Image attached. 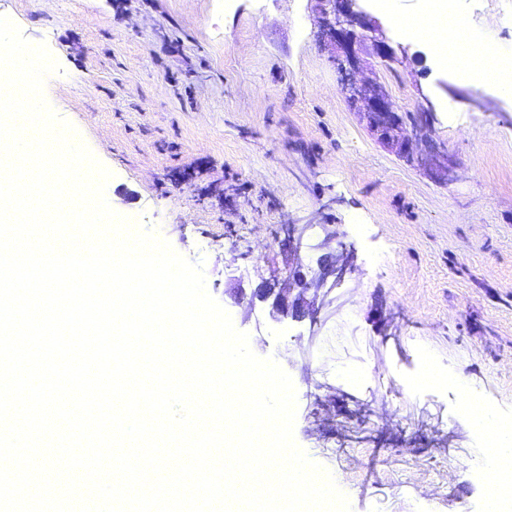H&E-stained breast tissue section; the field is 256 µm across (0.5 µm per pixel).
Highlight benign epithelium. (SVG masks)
I'll use <instances>...</instances> for the list:
<instances>
[{
    "label": "benign epithelium",
    "mask_w": 512,
    "mask_h": 512,
    "mask_svg": "<svg viewBox=\"0 0 512 512\" xmlns=\"http://www.w3.org/2000/svg\"><path fill=\"white\" fill-rule=\"evenodd\" d=\"M314 2L320 13L317 38L331 50V60L348 107L399 157L435 182L448 183L453 162L435 138L432 113L418 112L410 123L404 118V112L394 105L383 83L359 77L362 55L369 45L377 56L392 63L398 61L394 49L372 38V33L378 30L376 21L359 8V0ZM309 228L308 224L286 225L288 269L282 277L262 280L250 301L267 304L275 319L307 318L313 327L329 294L353 270V256L344 251L326 253L318 259L316 269L305 270L302 250Z\"/></svg>",
    "instance_id": "1"
}]
</instances>
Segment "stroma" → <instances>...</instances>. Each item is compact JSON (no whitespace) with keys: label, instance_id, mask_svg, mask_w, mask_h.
<instances>
[{"label":"stroma","instance_id":"35a3bbf8","mask_svg":"<svg viewBox=\"0 0 512 512\" xmlns=\"http://www.w3.org/2000/svg\"><path fill=\"white\" fill-rule=\"evenodd\" d=\"M467 29L512 58V0H455ZM391 64L364 76L404 112L432 110L455 165L439 184L351 112L312 0H0V16L60 70L54 113L110 173L105 198L204 264L208 293L296 390L294 440L350 512H483L482 435L436 368L512 420V100L440 66L375 0ZM314 221L354 255L317 326L274 321L247 295L283 271L285 225Z\"/></svg>","mask_w":512,"mask_h":512}]
</instances>
